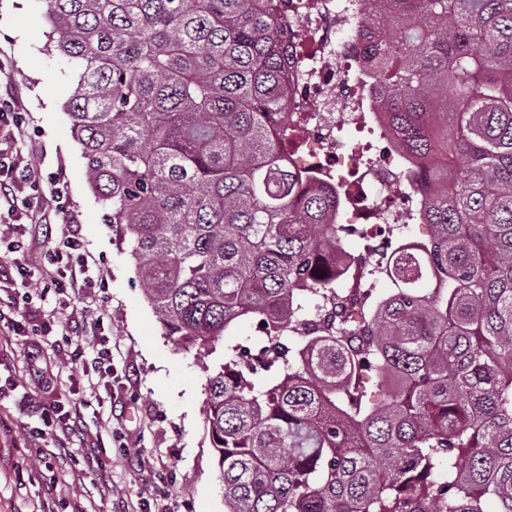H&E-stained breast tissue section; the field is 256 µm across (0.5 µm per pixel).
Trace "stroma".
<instances>
[{"mask_svg": "<svg viewBox=\"0 0 512 512\" xmlns=\"http://www.w3.org/2000/svg\"><path fill=\"white\" fill-rule=\"evenodd\" d=\"M46 0H0V94L17 99L25 114V133L15 148L35 159L44 177L57 179L70 216L82 227L87 249L97 260L101 285L95 305L111 317L113 365L123 385L111 398L94 399L79 366L60 347L61 333L43 336L44 355L74 392L89 400L84 411L89 437L111 448L112 477L101 489L95 473L73 453L68 471L52 457H36L23 438L26 417L13 398L0 399V512H40L46 476L56 478V512L82 501L89 512H113L117 503L131 512H154L157 503L171 512H224L217 479V457L205 419L207 376L203 358L166 336L136 273L119 227L93 195L85 161L64 107L80 66L60 54L47 37ZM126 407L138 456L125 459L106 424L111 401Z\"/></svg>", "mask_w": 512, "mask_h": 512, "instance_id": "obj_1", "label": "stroma"}]
</instances>
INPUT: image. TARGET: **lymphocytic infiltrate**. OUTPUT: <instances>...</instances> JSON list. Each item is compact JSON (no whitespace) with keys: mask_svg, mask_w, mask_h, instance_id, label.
<instances>
[{"mask_svg":"<svg viewBox=\"0 0 512 512\" xmlns=\"http://www.w3.org/2000/svg\"><path fill=\"white\" fill-rule=\"evenodd\" d=\"M24 121L17 101L0 102V216L8 218L7 231L0 234V291L7 294L6 300L0 301V332L25 337L29 381L34 388L46 389L58 377L43 356L40 338L58 325L63 312L79 315L91 335L67 339L70 359L80 365L92 392H108L112 389V346L105 336V314L94 309L90 301L96 286L92 276L96 259L85 249L80 229L74 222L58 226L47 221L36 223L35 215L44 201L53 202L56 215H66L67 209L62 190H45L40 167L19 159L11 148L15 138L24 133ZM40 236L53 243L44 255L41 276L53 287L55 308L37 323L27 305L28 295L12 293L11 288L17 283L24 287L30 285L31 265L18 260L16 254L29 251ZM18 405L27 417L40 423L38 429L29 433L26 442L34 453L51 447L57 457L63 458L68 456L70 448L77 447L82 451L86 468L101 474L111 471L112 459L103 444L87 436L85 400L72 401L63 408L25 395Z\"/></svg>","mask_w":512,"mask_h":512,"instance_id":"lymphocytic-infiltrate-1","label":"lymphocytic infiltrate"}]
</instances>
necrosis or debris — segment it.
<instances>
[{"mask_svg":"<svg viewBox=\"0 0 512 512\" xmlns=\"http://www.w3.org/2000/svg\"><path fill=\"white\" fill-rule=\"evenodd\" d=\"M367 0H292L288 25L295 35L288 78V111L272 113V133L287 131L300 145L289 148L287 165L303 180L336 187V221L371 222L369 248L350 252L342 267L356 277L346 286L349 316H356L360 288L375 285L372 256L387 242L401 241L419 221L420 197L409 191L420 164L408 158L388 133L364 69L358 41L347 38L349 25L366 13ZM352 169L360 185L351 197L343 169Z\"/></svg>","mask_w":512,"mask_h":512,"instance_id":"4bbe7bcc","label":"necrosis or debris"}]
</instances>
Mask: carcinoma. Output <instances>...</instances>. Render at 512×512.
<instances>
[{
  "instance_id": "1",
  "label": "carcinoma",
  "mask_w": 512,
  "mask_h": 512,
  "mask_svg": "<svg viewBox=\"0 0 512 512\" xmlns=\"http://www.w3.org/2000/svg\"><path fill=\"white\" fill-rule=\"evenodd\" d=\"M47 2L91 188L165 334L217 355L225 512H512V0H368L350 25L423 161L427 234L375 260L391 290L358 324L332 311L316 336L300 319L336 300L350 231L267 131L293 39L276 0ZM243 317L273 322L256 365L217 354Z\"/></svg>"
}]
</instances>
